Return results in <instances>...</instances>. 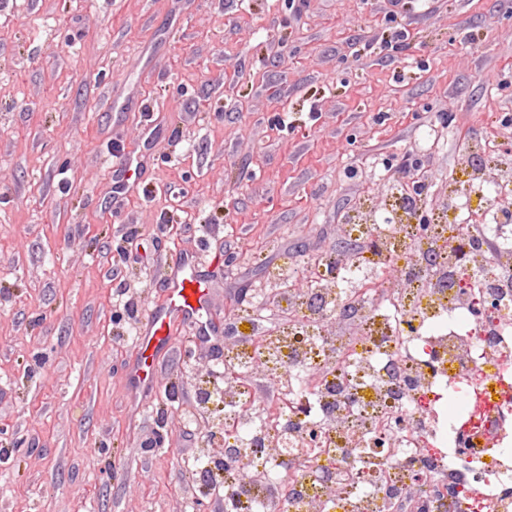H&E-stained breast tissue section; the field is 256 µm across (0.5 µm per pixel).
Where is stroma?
Here are the masks:
<instances>
[{"label":"stroma","mask_w":512,"mask_h":512,"mask_svg":"<svg viewBox=\"0 0 512 512\" xmlns=\"http://www.w3.org/2000/svg\"><path fill=\"white\" fill-rule=\"evenodd\" d=\"M502 112L512 0H0V512H224L192 461L226 320L279 319L271 270L307 289L346 212L418 173L441 195ZM185 252L207 329L176 325L139 395Z\"/></svg>","instance_id":"35a3bbf8"}]
</instances>
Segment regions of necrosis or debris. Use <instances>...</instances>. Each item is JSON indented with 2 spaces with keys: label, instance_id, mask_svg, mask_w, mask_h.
Returning <instances> with one entry per match:
<instances>
[{
  "label": "necrosis or debris",
  "instance_id": "1",
  "mask_svg": "<svg viewBox=\"0 0 512 512\" xmlns=\"http://www.w3.org/2000/svg\"><path fill=\"white\" fill-rule=\"evenodd\" d=\"M467 148L466 178L434 210L423 188L391 194L395 224H375L369 199L346 216L344 232L360 244L354 264L331 253L309 260L302 293L271 271L288 320H254L261 350L229 347L224 361L260 370L279 400L293 393L295 371L317 377L314 398L290 406L293 427L260 428L254 408L265 397L251 384L202 387L246 436L236 448L264 512H383L388 492L407 512H512V225L496 205L512 196V157L490 175L476 162L485 142ZM393 263L403 285L389 289L381 274ZM351 267L373 275L359 298L340 287ZM488 297L496 307L474 314ZM311 425L332 460L308 451ZM281 458L298 476L285 501L263 477Z\"/></svg>",
  "mask_w": 512,
  "mask_h": 512
}]
</instances>
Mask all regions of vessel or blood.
<instances>
[{"label": "vessel or blood", "mask_w": 512, "mask_h": 512, "mask_svg": "<svg viewBox=\"0 0 512 512\" xmlns=\"http://www.w3.org/2000/svg\"><path fill=\"white\" fill-rule=\"evenodd\" d=\"M195 266L194 258L186 255L172 263V274L166 285V304L148 314L138 333L136 346L140 353H154L169 345L172 324L182 321L197 324L207 314V292L196 278Z\"/></svg>", "instance_id": "b4317fda"}]
</instances>
